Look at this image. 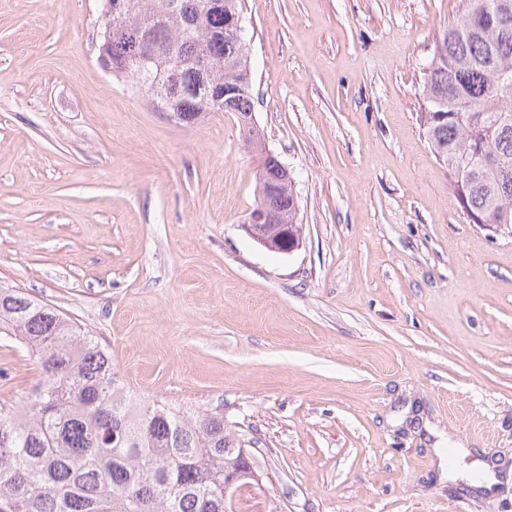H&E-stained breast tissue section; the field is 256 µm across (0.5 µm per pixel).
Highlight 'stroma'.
Masks as SVG:
<instances>
[{
  "instance_id": "35a3bbf8",
  "label": "stroma",
  "mask_w": 512,
  "mask_h": 512,
  "mask_svg": "<svg viewBox=\"0 0 512 512\" xmlns=\"http://www.w3.org/2000/svg\"><path fill=\"white\" fill-rule=\"evenodd\" d=\"M462 0H246L255 112L301 247L242 229L237 119L97 64L100 0H0V286L76 320L144 402L223 411L233 512H512V236L468 223L423 84ZM42 380L0 336V404Z\"/></svg>"
}]
</instances>
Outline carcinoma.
<instances>
[{
    "label": "carcinoma",
    "mask_w": 512,
    "mask_h": 512,
    "mask_svg": "<svg viewBox=\"0 0 512 512\" xmlns=\"http://www.w3.org/2000/svg\"><path fill=\"white\" fill-rule=\"evenodd\" d=\"M125 2L106 24L128 42L147 34L153 61L123 76L162 111L187 124L255 111L248 41L233 26L244 0ZM465 2L436 40L424 134L459 207L512 229V0ZM282 178L277 160L257 171L259 186ZM283 188L300 229L293 185ZM2 333L32 351L44 380L24 409L0 404V512H224V468L243 448L224 414L135 399L80 324L13 288H0Z\"/></svg>",
    "instance_id": "carcinoma-1"
}]
</instances>
